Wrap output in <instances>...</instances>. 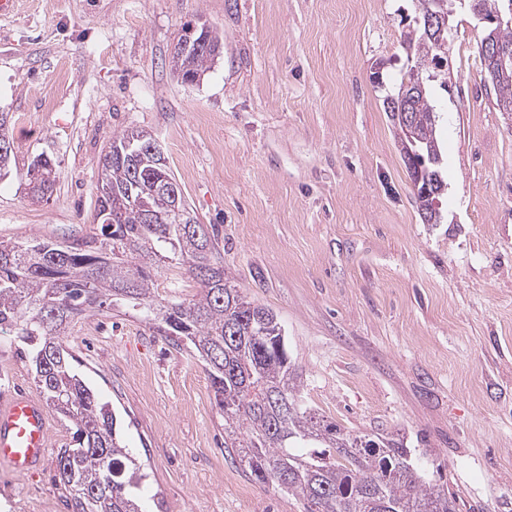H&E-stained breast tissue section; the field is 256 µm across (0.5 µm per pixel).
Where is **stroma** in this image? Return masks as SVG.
I'll list each match as a JSON object with an SVG mask.
<instances>
[{
    "label": "stroma",
    "mask_w": 512,
    "mask_h": 512,
    "mask_svg": "<svg viewBox=\"0 0 512 512\" xmlns=\"http://www.w3.org/2000/svg\"><path fill=\"white\" fill-rule=\"evenodd\" d=\"M414 15L412 0H18L0 16V241L99 235V157L148 131L225 277L277 314L303 403L403 440L458 512H512V120L458 9L450 79L430 84L448 193L442 223H423L383 105ZM197 20L224 47L186 83L171 53ZM40 156L58 178L35 201L19 175ZM151 275L166 298L200 290L173 262ZM65 341L144 467L143 512H305L225 452L203 363L151 324L88 312ZM19 347L0 333V392L33 395ZM51 426L42 469L0 466V512H69L55 455L75 427Z\"/></svg>",
    "instance_id": "35a3bbf8"
}]
</instances>
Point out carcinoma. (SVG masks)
Wrapping results in <instances>:
<instances>
[{"label":"carcinoma","instance_id":"1","mask_svg":"<svg viewBox=\"0 0 512 512\" xmlns=\"http://www.w3.org/2000/svg\"><path fill=\"white\" fill-rule=\"evenodd\" d=\"M205 36L217 53L190 48L174 52L181 75L196 77L210 69L223 43L216 31ZM403 44L416 62L434 63L448 52L423 28ZM499 108L512 110V79L493 85ZM419 135L420 155L440 148L429 94L408 100ZM129 131L112 137L105 156L110 192L97 197L99 210L119 208L115 225L101 237L70 244L38 240L0 242V333L20 338L21 353L34 369V383L49 408L75 427L73 444L56 457L55 482L67 493L72 512H142L136 494L142 475L130 472L131 457L116 436V419L108 403L79 375L64 338L71 321L86 312L123 306L139 312L173 345L185 347L205 363L216 407L224 416V447L230 448L252 480L276 486L302 499L306 512H457L448 489L423 478L411 449L385 437L350 433L314 410L298 404L283 414L277 400L300 398L302 373L288 357L277 315L243 295L224 278L217 243L208 228L200 236L183 232L176 215L147 221L155 190L184 195L167 164H156L148 152L141 162L156 170L157 181L131 180L114 151L136 149L151 134ZM54 166L34 161L20 175L32 199L52 195ZM112 260L100 264V256ZM175 261L193 278L197 268L215 267L218 280L199 281L192 299L160 301L146 268Z\"/></svg>","mask_w":512,"mask_h":512}]
</instances>
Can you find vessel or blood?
<instances>
[{"mask_svg":"<svg viewBox=\"0 0 512 512\" xmlns=\"http://www.w3.org/2000/svg\"><path fill=\"white\" fill-rule=\"evenodd\" d=\"M50 447L49 418L33 397L0 398V463L25 474L40 466Z\"/></svg>","mask_w":512,"mask_h":512,"instance_id":"b4317fda","label":"vessel or blood"}]
</instances>
